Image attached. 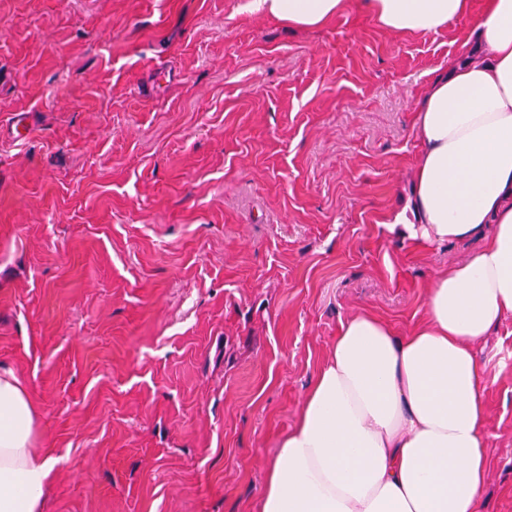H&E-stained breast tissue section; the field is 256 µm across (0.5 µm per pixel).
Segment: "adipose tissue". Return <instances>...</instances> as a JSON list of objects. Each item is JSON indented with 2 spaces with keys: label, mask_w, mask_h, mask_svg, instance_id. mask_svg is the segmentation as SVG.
I'll return each instance as SVG.
<instances>
[{
  "label": "adipose tissue",
  "mask_w": 512,
  "mask_h": 512,
  "mask_svg": "<svg viewBox=\"0 0 512 512\" xmlns=\"http://www.w3.org/2000/svg\"><path fill=\"white\" fill-rule=\"evenodd\" d=\"M471 0H251L293 28L354 7L396 35L435 32ZM488 60L450 66L422 90L415 223L427 244L488 242L437 274L425 318L399 333L369 312L341 323L297 423L266 466L260 512H482L487 378L475 345L512 317V0H486ZM37 410L0 371V512H42L55 460L34 446Z\"/></svg>",
  "instance_id": "adipose-tissue-1"
}]
</instances>
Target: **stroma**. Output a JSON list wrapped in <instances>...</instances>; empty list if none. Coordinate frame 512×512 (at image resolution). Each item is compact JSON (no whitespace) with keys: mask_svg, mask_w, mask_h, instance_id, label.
Segmentation results:
<instances>
[{"mask_svg":"<svg viewBox=\"0 0 512 512\" xmlns=\"http://www.w3.org/2000/svg\"><path fill=\"white\" fill-rule=\"evenodd\" d=\"M249 2L0 0V370L57 460L43 512H259L341 322L409 331L480 245L382 227L415 221L418 98L487 58L484 0L402 37ZM476 352L483 512H512V320Z\"/></svg>","mask_w":512,"mask_h":512,"instance_id":"stroma-1","label":"stroma"}]
</instances>
